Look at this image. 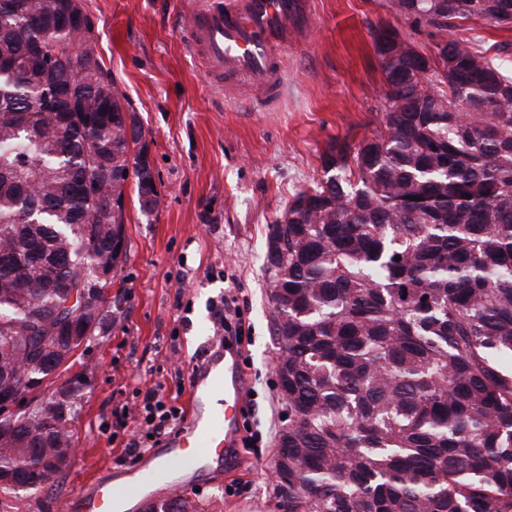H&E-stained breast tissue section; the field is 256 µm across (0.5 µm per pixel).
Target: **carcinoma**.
<instances>
[{"mask_svg":"<svg viewBox=\"0 0 512 512\" xmlns=\"http://www.w3.org/2000/svg\"><path fill=\"white\" fill-rule=\"evenodd\" d=\"M82 0H0V390L71 368L109 327L81 301L128 248L142 128ZM411 33L381 58L385 109L320 155L262 257L293 426L288 512H512V0H382ZM427 32L419 45L411 34ZM417 200H411V197ZM401 260H395V257ZM80 376L0 416L3 492L70 461ZM144 512H192L171 497Z\"/></svg>","mask_w":512,"mask_h":512,"instance_id":"cac0c4a2","label":"carcinoma"}]
</instances>
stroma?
Returning <instances> with one entry per match:
<instances>
[{"label":"stroma","instance_id":"35a3bbf8","mask_svg":"<svg viewBox=\"0 0 512 512\" xmlns=\"http://www.w3.org/2000/svg\"><path fill=\"white\" fill-rule=\"evenodd\" d=\"M195 2L82 0L104 65L143 127L161 203L143 216L126 189L129 244L112 282V328L77 356L89 382L71 424L77 455L53 488L0 492V512H55L96 471L126 475V444H154L146 389L161 385L166 406L185 408L224 302L244 328L246 443L234 470L221 460L204 467L184 496L195 512H282L272 461L285 406L261 270L266 235L319 176L328 145L374 129L382 68L373 34L392 16L381 0H315L312 40L288 48L282 91L258 104L227 100L190 54L182 18Z\"/></svg>","mask_w":512,"mask_h":512}]
</instances>
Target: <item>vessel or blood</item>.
<instances>
[{
    "label": "vessel or blood",
    "mask_w": 512,
    "mask_h": 512,
    "mask_svg": "<svg viewBox=\"0 0 512 512\" xmlns=\"http://www.w3.org/2000/svg\"><path fill=\"white\" fill-rule=\"evenodd\" d=\"M312 14L310 0H205L184 17L183 27L191 53L209 74L223 77L227 97L237 96L243 81L266 100L281 90L285 48L309 38ZM188 393L184 425L166 437L162 451L142 456L128 483L96 479L63 500L61 512H116L118 501L139 499L157 482L179 493L205 460L223 457L233 445L242 394L236 345L213 346L192 370Z\"/></svg>",
    "instance_id": "b4317fda"
}]
</instances>
